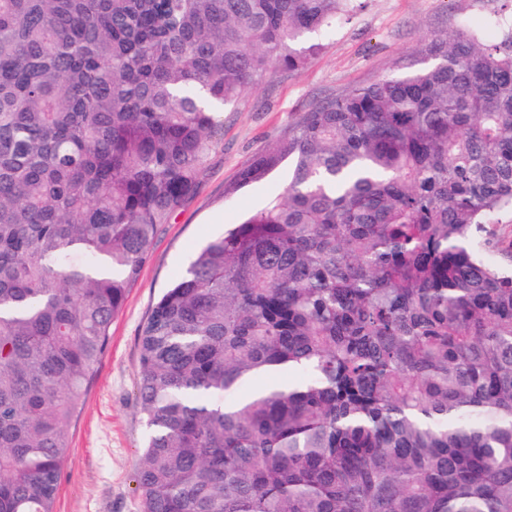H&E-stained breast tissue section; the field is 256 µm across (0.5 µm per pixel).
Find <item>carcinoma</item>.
<instances>
[{
  "mask_svg": "<svg viewBox=\"0 0 512 512\" xmlns=\"http://www.w3.org/2000/svg\"><path fill=\"white\" fill-rule=\"evenodd\" d=\"M354 0H0V512L70 430L224 108ZM140 334V512H512V39L422 40L299 113Z\"/></svg>",
  "mask_w": 512,
  "mask_h": 512,
  "instance_id": "1",
  "label": "carcinoma"
}]
</instances>
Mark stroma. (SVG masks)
Here are the masks:
<instances>
[{
    "instance_id": "obj_1",
    "label": "stroma",
    "mask_w": 512,
    "mask_h": 512,
    "mask_svg": "<svg viewBox=\"0 0 512 512\" xmlns=\"http://www.w3.org/2000/svg\"><path fill=\"white\" fill-rule=\"evenodd\" d=\"M461 27L495 44L512 34V0H358L350 16L320 35L322 49L296 71L276 70L255 93L224 111V143L193 198L162 225L149 259L112 319L108 348L95 368L71 429L55 512H139L134 468L146 436L140 403L141 328L195 253L283 193L282 163L263 181L226 197L240 170L278 140L295 113L352 87L393 75L419 40Z\"/></svg>"
}]
</instances>
